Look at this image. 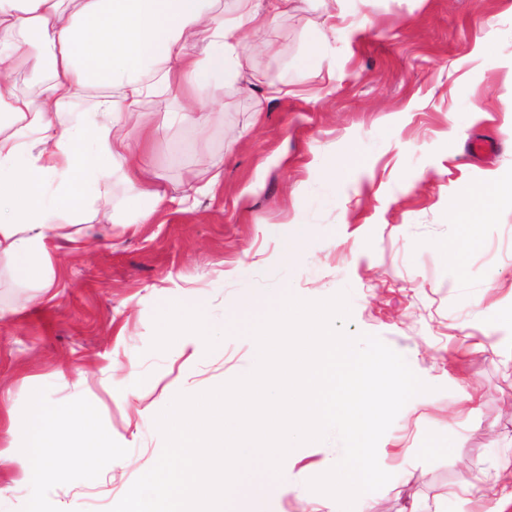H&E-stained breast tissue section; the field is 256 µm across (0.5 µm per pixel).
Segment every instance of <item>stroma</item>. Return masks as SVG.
Instances as JSON below:
<instances>
[{
    "mask_svg": "<svg viewBox=\"0 0 512 512\" xmlns=\"http://www.w3.org/2000/svg\"><path fill=\"white\" fill-rule=\"evenodd\" d=\"M345 21L321 69L295 96L269 100L265 83L293 68L321 0H293L267 37L273 52L244 60L224 85L205 142L174 120L179 90L150 97L158 132L144 157L169 197L147 224H78L90 244L58 241L53 288L10 275L0 260V512H108L158 460L156 416L179 393L249 373L257 345L243 306L290 291L304 300L346 292L351 336L375 335L429 385L380 439L391 481L354 512H487L512 495V207L483 225L464 264L460 203L512 175V0H345ZM335 78H328V71ZM498 141L491 158L470 152ZM336 158L335 178L325 174ZM202 186L191 210L174 205ZM305 233L298 262L281 261L289 228ZM213 331L201 347L169 336L168 310ZM64 413L94 407L112 432L98 479L59 461L33 484L24 462L31 393ZM343 453L335 433L293 449L262 512H340L311 478Z\"/></svg>",
    "mask_w": 512,
    "mask_h": 512,
    "instance_id": "1",
    "label": "stroma"
}]
</instances>
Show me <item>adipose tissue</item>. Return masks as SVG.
I'll list each match as a JSON object with an SVG mask.
<instances>
[{
    "label": "adipose tissue",
    "instance_id": "adipose-tissue-1",
    "mask_svg": "<svg viewBox=\"0 0 512 512\" xmlns=\"http://www.w3.org/2000/svg\"><path fill=\"white\" fill-rule=\"evenodd\" d=\"M289 0H0V257L22 281L53 283L54 241L67 227L115 223L114 174L134 191L125 218L150 221L164 195L141 179V157L156 131L144 120L146 98L179 88L183 117L204 138L224 79L243 76L241 51L286 13ZM33 73L34 93L13 75ZM94 153H85L83 136ZM512 205V184L465 202L456 221L476 242L493 210ZM70 430V456L91 472L106 467L112 442L95 414L36 410L29 426L26 472L51 482L59 457L55 435Z\"/></svg>",
    "mask_w": 512,
    "mask_h": 512
}]
</instances>
